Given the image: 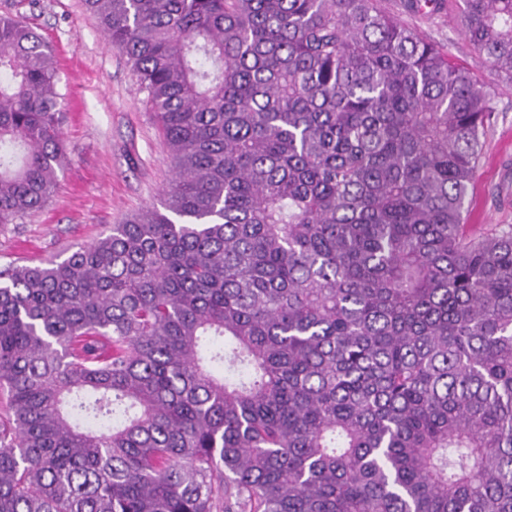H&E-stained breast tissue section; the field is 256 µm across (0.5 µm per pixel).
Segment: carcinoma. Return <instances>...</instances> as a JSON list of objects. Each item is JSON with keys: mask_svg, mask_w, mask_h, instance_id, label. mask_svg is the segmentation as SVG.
I'll list each match as a JSON object with an SVG mask.
<instances>
[{"mask_svg": "<svg viewBox=\"0 0 512 512\" xmlns=\"http://www.w3.org/2000/svg\"><path fill=\"white\" fill-rule=\"evenodd\" d=\"M175 172L0 268V512H512V226L465 201L488 87L380 0H84ZM512 81V0H460ZM0 17V224L66 161Z\"/></svg>", "mask_w": 512, "mask_h": 512, "instance_id": "cac0c4a2", "label": "carcinoma"}]
</instances>
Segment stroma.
<instances>
[{"mask_svg": "<svg viewBox=\"0 0 512 512\" xmlns=\"http://www.w3.org/2000/svg\"><path fill=\"white\" fill-rule=\"evenodd\" d=\"M406 0L386 9L448 50L486 82L493 114L467 197L469 221L512 225V82L494 77L460 31L457 0L415 14ZM31 24L54 50L63 99L67 161L48 205L20 224H0V266L63 259L141 210L161 207L172 177L161 127L126 57L83 0H0V15Z\"/></svg>", "mask_w": 512, "mask_h": 512, "instance_id": "stroma-1", "label": "stroma"}]
</instances>
